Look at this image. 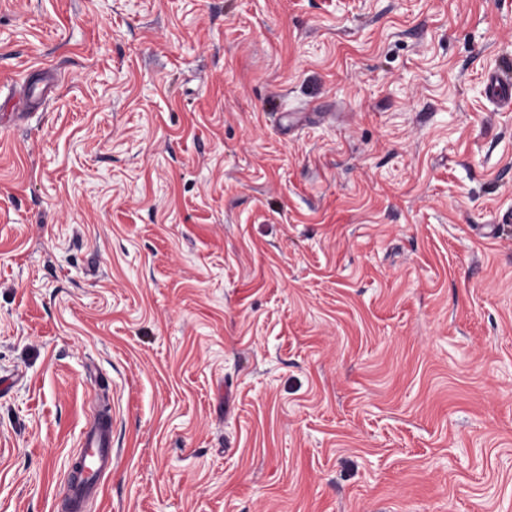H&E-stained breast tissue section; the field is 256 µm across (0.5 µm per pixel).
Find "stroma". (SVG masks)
<instances>
[{
	"label": "stroma",
	"instance_id": "1",
	"mask_svg": "<svg viewBox=\"0 0 512 512\" xmlns=\"http://www.w3.org/2000/svg\"><path fill=\"white\" fill-rule=\"evenodd\" d=\"M497 68L512 0H0V512L101 399L86 512H512Z\"/></svg>",
	"mask_w": 512,
	"mask_h": 512
}]
</instances>
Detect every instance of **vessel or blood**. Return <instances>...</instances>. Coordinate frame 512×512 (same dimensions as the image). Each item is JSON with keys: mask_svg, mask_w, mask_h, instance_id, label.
Here are the masks:
<instances>
[{"mask_svg": "<svg viewBox=\"0 0 512 512\" xmlns=\"http://www.w3.org/2000/svg\"><path fill=\"white\" fill-rule=\"evenodd\" d=\"M486 89L497 108L512 109V73L493 71L486 77ZM81 471L64 490L66 512H85L88 501L101 490V481L115 463L112 452V416H97L84 432L79 450Z\"/></svg>", "mask_w": 512, "mask_h": 512, "instance_id": "vessel-or-blood-1", "label": "vessel or blood"}]
</instances>
